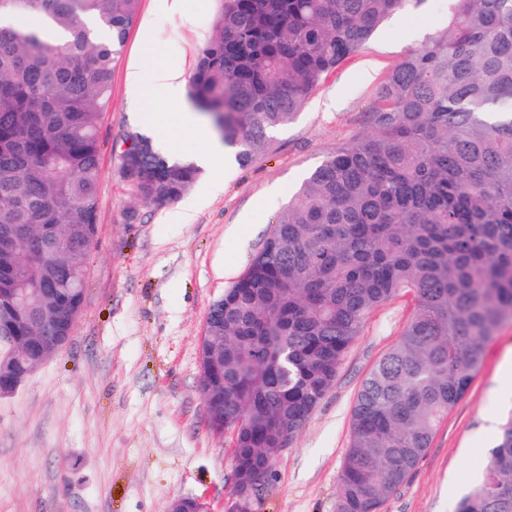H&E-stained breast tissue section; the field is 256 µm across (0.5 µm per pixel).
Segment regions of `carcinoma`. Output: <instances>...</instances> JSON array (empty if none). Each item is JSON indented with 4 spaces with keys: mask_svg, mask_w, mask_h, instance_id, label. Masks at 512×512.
Instances as JSON below:
<instances>
[{
    "mask_svg": "<svg viewBox=\"0 0 512 512\" xmlns=\"http://www.w3.org/2000/svg\"><path fill=\"white\" fill-rule=\"evenodd\" d=\"M423 0H220L189 97L238 164L264 155L311 93L393 15ZM140 0H0V327L48 360L97 219L99 126ZM135 195L180 199L200 170L121 151ZM408 295L398 342L352 411L336 512H380L512 320V0H448V23L379 87L367 127L330 151L262 249L209 307L224 355L233 481L260 501L273 462L332 387L373 312ZM457 512H512V412Z\"/></svg>",
    "mask_w": 512,
    "mask_h": 512,
    "instance_id": "cac0c4a2",
    "label": "carcinoma"
}]
</instances>
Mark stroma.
Wrapping results in <instances>:
<instances>
[{
  "label": "stroma",
  "instance_id": "stroma-1",
  "mask_svg": "<svg viewBox=\"0 0 512 512\" xmlns=\"http://www.w3.org/2000/svg\"><path fill=\"white\" fill-rule=\"evenodd\" d=\"M219 0H141L100 126L95 241L67 345L0 398V512H166L191 497L208 512L230 501L233 449L213 434L199 393V339L211 303L243 272L306 174L364 128L389 71L448 21L446 0L388 19L329 74L295 123L252 164L201 173L182 203L142 202L116 143L135 135L126 74L151 82L164 65L192 74ZM411 297L379 307L331 389L277 457L258 512H336L352 409L363 380L413 313ZM512 323L491 344L466 396L381 512H455L484 472L512 408Z\"/></svg>",
  "mask_w": 512,
  "mask_h": 512
}]
</instances>
